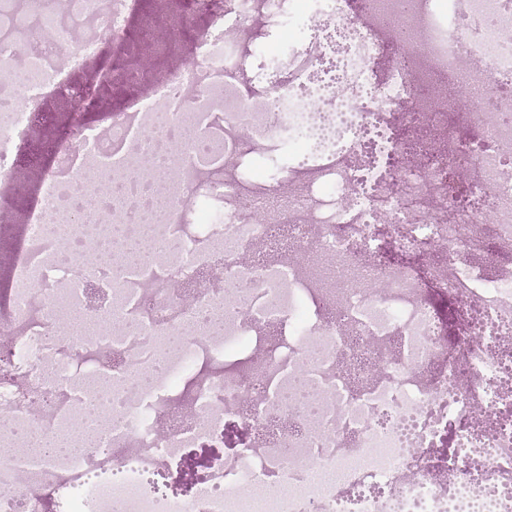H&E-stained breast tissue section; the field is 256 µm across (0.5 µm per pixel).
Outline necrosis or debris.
I'll return each instance as SVG.
<instances>
[{"label": "necrosis or debris", "mask_w": 512, "mask_h": 512, "mask_svg": "<svg viewBox=\"0 0 512 512\" xmlns=\"http://www.w3.org/2000/svg\"><path fill=\"white\" fill-rule=\"evenodd\" d=\"M307 3L266 83L290 0H188L190 62L53 147L0 304V512H512V0ZM138 7L0 0V179ZM286 32H282L281 28L277 29V24L271 22L268 24L270 36L260 44L259 51L265 55V58L255 57L248 63L249 72L257 70V65L266 61L267 63L274 57L282 55V47L288 43V28L290 31V38L292 41L302 43L307 39V32L303 31L299 26V19L293 16L290 23L286 26Z\"/></svg>", "instance_id": "obj_1"}]
</instances>
